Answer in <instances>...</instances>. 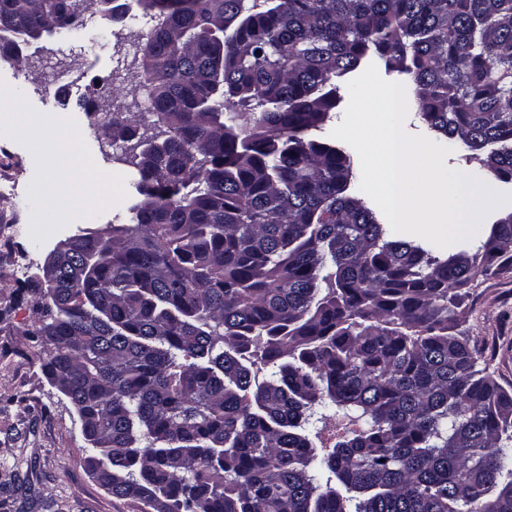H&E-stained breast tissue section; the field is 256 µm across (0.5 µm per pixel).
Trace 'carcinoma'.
<instances>
[{"instance_id": "cac0c4a2", "label": "carcinoma", "mask_w": 512, "mask_h": 512, "mask_svg": "<svg viewBox=\"0 0 512 512\" xmlns=\"http://www.w3.org/2000/svg\"><path fill=\"white\" fill-rule=\"evenodd\" d=\"M94 4L155 19L153 131L106 115L129 222L64 240L69 267L27 289L99 484L151 512H512V390L456 312L477 269L512 267V212L473 253L391 240L348 152L307 135L376 57L512 182V0H0V59ZM319 405L361 428L316 447Z\"/></svg>"}]
</instances>
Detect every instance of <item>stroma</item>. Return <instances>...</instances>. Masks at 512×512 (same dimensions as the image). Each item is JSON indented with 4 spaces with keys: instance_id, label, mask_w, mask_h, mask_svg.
Segmentation results:
<instances>
[{
    "instance_id": "obj_1",
    "label": "stroma",
    "mask_w": 512,
    "mask_h": 512,
    "mask_svg": "<svg viewBox=\"0 0 512 512\" xmlns=\"http://www.w3.org/2000/svg\"><path fill=\"white\" fill-rule=\"evenodd\" d=\"M152 22L137 15L104 19L96 9L69 37H44L24 49L26 62L0 60V148L11 151L16 193L0 194V512H143L135 500L108 493L89 472L90 449L68 399L44 375L46 348L34 337L38 315L26 287L61 240L101 228L123 214L135 196L133 170L116 160L120 144L105 137V113L121 111L136 124L153 121L145 90L113 94L137 70L142 36ZM104 89L93 99V85ZM52 114L79 135V156L95 173V201L85 219L49 206L42 189L48 157L20 128V115ZM459 328L482 352L498 382L512 386V269L477 272L458 310Z\"/></svg>"
}]
</instances>
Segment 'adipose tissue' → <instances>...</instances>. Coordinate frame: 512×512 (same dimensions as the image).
I'll return each mask as SVG.
<instances>
[{
    "label": "adipose tissue",
    "instance_id": "adipose-tissue-1",
    "mask_svg": "<svg viewBox=\"0 0 512 512\" xmlns=\"http://www.w3.org/2000/svg\"><path fill=\"white\" fill-rule=\"evenodd\" d=\"M28 130L48 154L52 176L46 191L47 197L58 205L72 204L84 194V180L94 176L92 168H82L77 163L76 132L48 117L30 122Z\"/></svg>",
    "mask_w": 512,
    "mask_h": 512
}]
</instances>
